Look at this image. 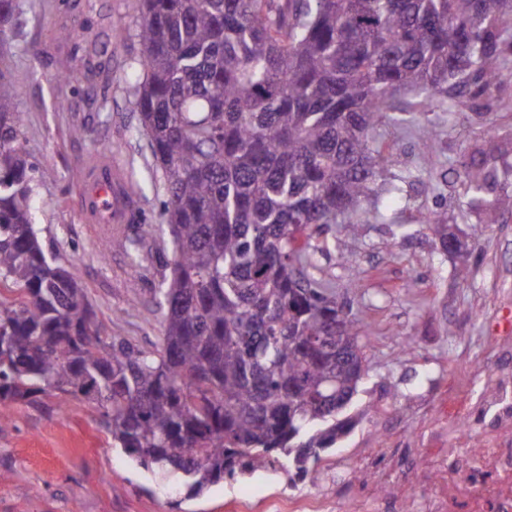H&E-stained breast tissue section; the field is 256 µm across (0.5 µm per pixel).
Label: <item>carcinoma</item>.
I'll return each instance as SVG.
<instances>
[{
  "instance_id": "cac0c4a2",
  "label": "carcinoma",
  "mask_w": 512,
  "mask_h": 512,
  "mask_svg": "<svg viewBox=\"0 0 512 512\" xmlns=\"http://www.w3.org/2000/svg\"><path fill=\"white\" fill-rule=\"evenodd\" d=\"M135 105L167 194L172 258L149 348L114 336L33 222L20 89L0 72V418L52 391L99 413L112 446L195 494L351 427L363 378L336 336L367 337L288 237L377 213L391 162L372 138L479 84L490 94L512 16L503 0H140ZM16 25L0 0V52ZM479 198L492 173L465 172Z\"/></svg>"
}]
</instances>
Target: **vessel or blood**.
<instances>
[{
    "label": "vessel or blood",
    "mask_w": 512,
    "mask_h": 512,
    "mask_svg": "<svg viewBox=\"0 0 512 512\" xmlns=\"http://www.w3.org/2000/svg\"><path fill=\"white\" fill-rule=\"evenodd\" d=\"M81 213L89 224H125L136 207L123 170L107 153L89 157L84 165Z\"/></svg>",
    "instance_id": "obj_1"
}]
</instances>
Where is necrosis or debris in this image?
I'll return each instance as SVG.
<instances>
[{"label":"necrosis or debris","instance_id":"1","mask_svg":"<svg viewBox=\"0 0 512 512\" xmlns=\"http://www.w3.org/2000/svg\"><path fill=\"white\" fill-rule=\"evenodd\" d=\"M456 427L453 447L441 451L447 467L423 499V512H512V415H503L478 448L467 417Z\"/></svg>","mask_w":512,"mask_h":512}]
</instances>
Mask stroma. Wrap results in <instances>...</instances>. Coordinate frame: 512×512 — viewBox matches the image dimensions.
I'll return each instance as SVG.
<instances>
[{
    "mask_svg": "<svg viewBox=\"0 0 512 512\" xmlns=\"http://www.w3.org/2000/svg\"><path fill=\"white\" fill-rule=\"evenodd\" d=\"M19 25L0 70L21 89L23 143L34 166L35 222L47 249L73 272L113 335L149 346L160 335L153 290L171 254L166 195L135 106L142 74L138 0H15ZM80 31L73 47L63 31ZM71 58L79 80H56ZM500 57L495 96L456 95L452 111L412 113L381 125L376 141L393 163L379 213L359 215L356 234L325 226L312 275L347 306L370 341L368 370L348 411L355 425L322 453L314 473L290 486L283 471L260 469L224 480L201 496L146 471L112 445L87 402L40 394L12 404L0 422V512H289V502H335L345 492L418 478L430 449L450 447L449 382L469 393L475 430L492 428L485 405L500 373L512 370V212L492 208L512 194V38ZM438 130L422 147L415 125ZM108 151L140 187L131 224H86L80 217L82 163ZM486 161L496 178L474 207L463 171ZM436 214L461 252L445 251L425 221ZM140 237L144 261L124 247Z\"/></svg>",
    "mask_w": 512,
    "mask_h": 512,
    "instance_id": "stroma-1",
    "label": "stroma"
}]
</instances>
